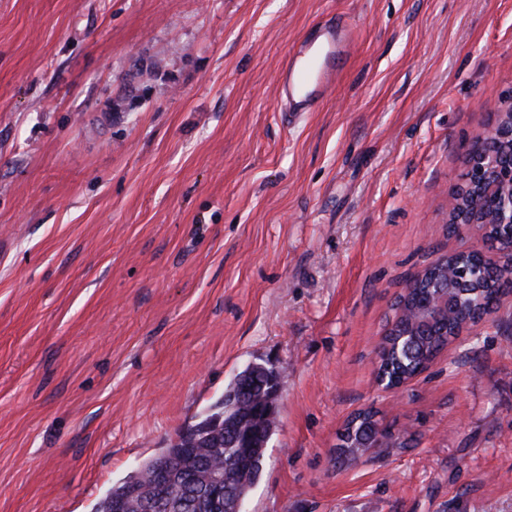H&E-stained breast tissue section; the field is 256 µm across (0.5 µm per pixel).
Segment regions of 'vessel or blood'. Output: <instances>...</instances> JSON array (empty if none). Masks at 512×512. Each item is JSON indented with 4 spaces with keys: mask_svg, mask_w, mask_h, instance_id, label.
Listing matches in <instances>:
<instances>
[{
    "mask_svg": "<svg viewBox=\"0 0 512 512\" xmlns=\"http://www.w3.org/2000/svg\"><path fill=\"white\" fill-rule=\"evenodd\" d=\"M355 44V31L345 14L317 23L289 52L279 72L278 92L288 118L313 112L334 91L341 64Z\"/></svg>",
    "mask_w": 512,
    "mask_h": 512,
    "instance_id": "obj_1",
    "label": "vessel or blood"
}]
</instances>
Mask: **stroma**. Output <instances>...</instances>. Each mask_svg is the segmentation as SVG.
Here are the masks:
<instances>
[{"instance_id":"stroma-1","label":"stroma","mask_w":512,"mask_h":512,"mask_svg":"<svg viewBox=\"0 0 512 512\" xmlns=\"http://www.w3.org/2000/svg\"><path fill=\"white\" fill-rule=\"evenodd\" d=\"M356 21L300 121L277 73ZM512 109V0H0V512H92L248 364L283 378L244 512H512V294L378 385L395 302ZM373 409L413 436L338 462Z\"/></svg>"}]
</instances>
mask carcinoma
<instances>
[{"instance_id":"carcinoma-1","label":"carcinoma","mask_w":512,"mask_h":512,"mask_svg":"<svg viewBox=\"0 0 512 512\" xmlns=\"http://www.w3.org/2000/svg\"><path fill=\"white\" fill-rule=\"evenodd\" d=\"M484 190L475 187L462 195L449 214L448 231L456 232L459 217L476 221L482 238L494 244L506 233L498 224ZM512 281V264H490L474 253L457 252L426 267L397 302L395 320L380 347L376 367L378 381L391 387L424 372L438 353L472 325L476 314L491 316L504 291L500 285ZM277 371L264 364L247 365L235 375L223 399L199 422L180 432L182 442L169 444L139 464L112 486L97 503L95 512H114L120 502L124 512H138L139 501L161 497L172 504L171 512H234L224 504L197 496L191 508L177 503L185 495L184 476L191 472L201 487L209 484L210 472L224 469V485L245 499L258 480L266 447L276 427L263 425L260 400L273 388ZM389 438L397 448L410 439L381 426L376 412L364 410L344 426L336 450L355 455L365 445Z\"/></svg>"}]
</instances>
